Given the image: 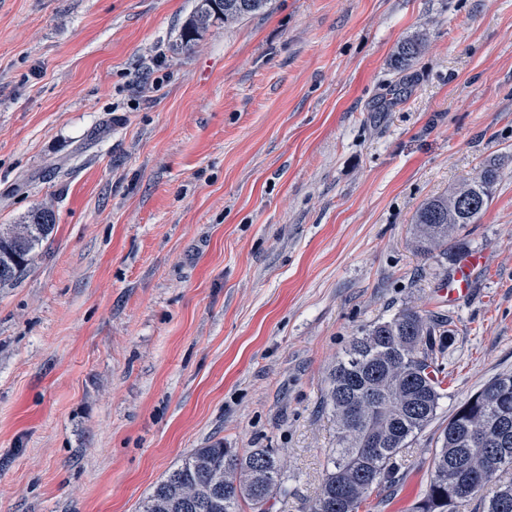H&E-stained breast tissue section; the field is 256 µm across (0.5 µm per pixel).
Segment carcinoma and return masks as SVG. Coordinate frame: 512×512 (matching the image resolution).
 I'll return each instance as SVG.
<instances>
[{
	"label": "carcinoma",
	"instance_id": "carcinoma-1",
	"mask_svg": "<svg viewBox=\"0 0 512 512\" xmlns=\"http://www.w3.org/2000/svg\"><path fill=\"white\" fill-rule=\"evenodd\" d=\"M210 0H197L181 41L189 46L212 24ZM268 0H222L228 25L252 15ZM422 41L400 44L403 70ZM499 168L486 164L475 178L421 204L411 227L419 253L443 257L459 249L456 234L487 207ZM54 228L53 212L31 209L20 224L0 227V288L15 285ZM451 340L442 321L403 308L354 337L330 374L327 403L336 416V448L324 469L311 512H360L374 492H388L404 473L403 450L436 420L445 395L443 348ZM425 487L412 512H512V373L502 374L455 409L433 439ZM288 493L275 452L242 454L222 443L196 448L146 497L141 512H268Z\"/></svg>",
	"mask_w": 512,
	"mask_h": 512
}]
</instances>
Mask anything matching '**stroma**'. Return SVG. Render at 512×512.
<instances>
[{"mask_svg":"<svg viewBox=\"0 0 512 512\" xmlns=\"http://www.w3.org/2000/svg\"><path fill=\"white\" fill-rule=\"evenodd\" d=\"M195 5L0 0V225L55 220L0 288V512H138L218 441L274 449L269 512H310L329 374L403 307L450 323L440 420L512 373V0H270L187 49ZM490 161L451 306L459 258L410 226ZM433 449L371 512H407ZM482 263V256L475 254L467 257L459 264L453 275L448 279L447 284L443 287L448 292V304H454L469 294L472 274Z\"/></svg>","mask_w":512,"mask_h":512,"instance_id":"1","label":"stroma"}]
</instances>
